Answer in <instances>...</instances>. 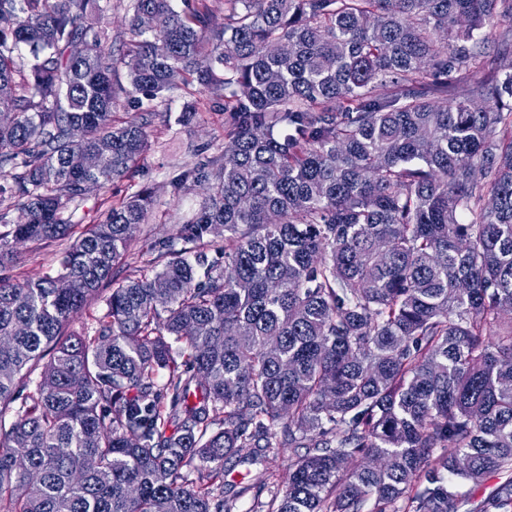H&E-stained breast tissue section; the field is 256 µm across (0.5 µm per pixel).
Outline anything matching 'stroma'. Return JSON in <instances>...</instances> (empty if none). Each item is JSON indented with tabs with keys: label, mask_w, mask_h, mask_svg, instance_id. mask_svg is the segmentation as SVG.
<instances>
[{
	"label": "stroma",
	"mask_w": 512,
	"mask_h": 512,
	"mask_svg": "<svg viewBox=\"0 0 512 512\" xmlns=\"http://www.w3.org/2000/svg\"><path fill=\"white\" fill-rule=\"evenodd\" d=\"M197 104L191 119L181 120L187 104ZM224 100L210 95L201 86L177 89L171 92L165 104L154 117L155 128L151 146L140 159L133 180L115 183L99 194L73 205V219L81 224H94L103 212L120 198L140 188H150L153 208L146 224L137 229L132 246L112 271L114 282L145 271L142 255L150 240L163 238L185 224L199 209L202 190L193 186L175 190L173 181L184 169L205 157H219L224 153ZM64 247L57 241L49 246L28 245L22 248L12 276L18 281L38 280L55 264L56 256ZM295 458L291 448L259 463H244L226 471L224 481L240 490L241 498L236 512H252L255 496L266 495L271 479H284L288 466Z\"/></svg>",
	"instance_id": "1"
}]
</instances>
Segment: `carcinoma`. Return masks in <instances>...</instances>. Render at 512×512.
Segmentation results:
<instances>
[{"label":"carcinoma","instance_id":"1","mask_svg":"<svg viewBox=\"0 0 512 512\" xmlns=\"http://www.w3.org/2000/svg\"><path fill=\"white\" fill-rule=\"evenodd\" d=\"M129 8L124 86L99 0H0V512H234L227 466L287 446L253 512H455L448 476L512 468V70L485 52L512 0ZM192 82L231 149L181 171L200 209L114 287L151 191L69 206L135 177ZM64 238L9 275L12 243ZM69 244V240H62L50 246L27 245L20 250L19 261L9 274L21 282L38 280L55 265L57 254Z\"/></svg>","mask_w":512,"mask_h":512}]
</instances>
